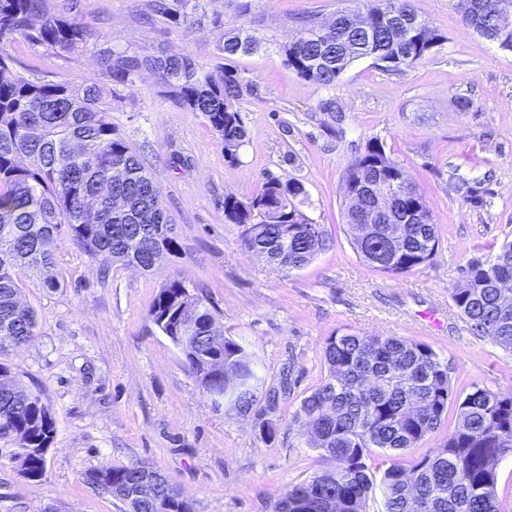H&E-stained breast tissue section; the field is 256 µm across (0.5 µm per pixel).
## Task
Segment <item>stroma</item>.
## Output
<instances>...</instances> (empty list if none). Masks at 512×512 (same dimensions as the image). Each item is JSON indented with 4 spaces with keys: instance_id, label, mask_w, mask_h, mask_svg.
I'll return each mask as SVG.
<instances>
[{
    "instance_id": "stroma-1",
    "label": "stroma",
    "mask_w": 512,
    "mask_h": 512,
    "mask_svg": "<svg viewBox=\"0 0 512 512\" xmlns=\"http://www.w3.org/2000/svg\"><path fill=\"white\" fill-rule=\"evenodd\" d=\"M443 35L428 59L391 75L372 59L352 63L334 89L297 76L281 43L296 20H325L350 0H189L182 15L157 0H77L88 38L71 52L23 39L0 46L32 80L99 84L112 125L148 164L179 249L151 271L88 259L60 233L59 285L21 277L20 297L38 326L27 343L0 351V364L39 393L55 421L40 479L22 474L17 445L0 440V512H125L93 488L88 473L144 463L191 502L193 512H274L281 495L322 467L293 418L326 374L330 336H401L430 346L455 392L512 393V352L472 335L450 294L462 272L512 239V52L468 30L457 0H407ZM246 28L261 44L225 60V31ZM193 57L204 71L237 73L248 131L236 162L225 159L207 120L166 95L153 73L118 83L96 65L101 49ZM473 105L455 106L458 96ZM336 97L341 132L329 137L320 102ZM409 173L437 224L434 259L391 277L354 251L344 220L343 176L370 139ZM303 184L306 216L331 246L305 268L285 271L247 251L224 219V196L252 197L267 178ZM180 276L214 311L225 336L259 365L277 409L242 416L208 395L155 326L149 307ZM276 436L263 440L262 421Z\"/></svg>"
}]
</instances>
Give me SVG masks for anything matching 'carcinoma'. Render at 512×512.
<instances>
[{
  "mask_svg": "<svg viewBox=\"0 0 512 512\" xmlns=\"http://www.w3.org/2000/svg\"><path fill=\"white\" fill-rule=\"evenodd\" d=\"M43 0H0V44L22 37L68 53L85 42L87 31L72 15L73 5L43 12ZM371 31L336 13L328 32L315 17H305L294 41L280 46L284 64L297 76L332 89L342 73L369 54L383 71L403 74L426 59L444 37L427 21L407 30L395 17L412 12L405 0H359ZM466 27L484 30L483 18L497 12L498 0H457ZM248 35L224 34V58L247 55ZM99 69L127 83L147 70L157 73L174 99L201 113L220 140L224 157L238 160L247 130L238 107L243 87L232 70L204 71L189 55L160 49L146 57L119 55L110 49L97 57ZM410 181L407 171L388 156L379 139L346 169L345 223L353 249L374 270L400 275L430 262L438 249L436 224L420 192L399 202L410 224H371L359 237L351 193L374 179ZM306 192L301 183L270 178L250 199L224 195V220L241 228L245 248L269 264L301 270L329 247L319 224L300 210ZM161 194L144 160L115 134L103 90L96 84L73 87L30 80L13 71L0 54V350L29 342L37 316L21 305L18 272L35 271L43 286H58L55 249L61 229L90 259L100 256L123 266L151 269L178 249L167 229ZM452 301L475 336H486L512 351V240L469 263L464 283ZM149 316L166 336H184L193 325L199 340L185 349L188 371L209 395L222 393L244 409L276 395L263 391L251 355L224 338L214 349L202 339L216 322L213 311L179 276L164 283ZM328 369L321 384L294 416L319 456L334 463L311 473L280 497L275 512H366L379 488L385 512H501L496 493L497 466L512 454V394L476 387L453 395L448 366L423 343L401 337L341 334L328 338ZM456 402L457 423L442 445L406 466L397 458L419 447L438 430ZM54 433L51 412L39 395L27 390L0 365V437L11 438L21 452L22 473L43 474L44 453ZM376 449L394 457L381 478L367 459ZM94 487L122 503L137 489L139 477L126 465L101 475L90 473Z\"/></svg>",
  "mask_w": 512,
  "mask_h": 512,
  "instance_id": "1",
  "label": "carcinoma"
}]
</instances>
